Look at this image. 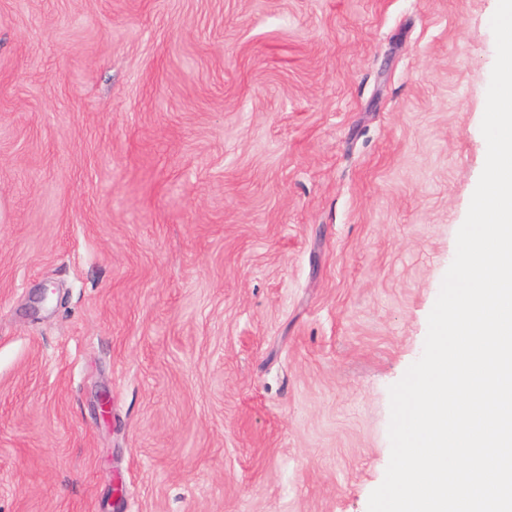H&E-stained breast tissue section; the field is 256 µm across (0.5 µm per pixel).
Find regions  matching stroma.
<instances>
[{
  "label": "stroma",
  "mask_w": 512,
  "mask_h": 512,
  "mask_svg": "<svg viewBox=\"0 0 512 512\" xmlns=\"http://www.w3.org/2000/svg\"><path fill=\"white\" fill-rule=\"evenodd\" d=\"M497 3L0 0V512H367Z\"/></svg>",
  "instance_id": "35a3bbf8"
}]
</instances>
